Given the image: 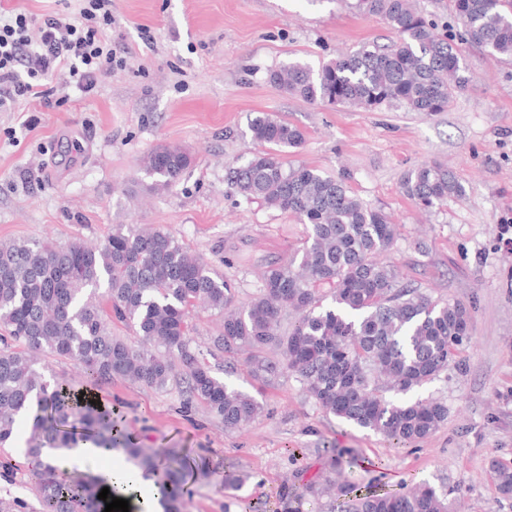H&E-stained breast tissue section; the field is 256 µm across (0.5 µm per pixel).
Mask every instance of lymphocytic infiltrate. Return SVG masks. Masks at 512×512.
Instances as JSON below:
<instances>
[{
  "label": "lymphocytic infiltrate",
  "instance_id": "lymphocytic-infiltrate-1",
  "mask_svg": "<svg viewBox=\"0 0 512 512\" xmlns=\"http://www.w3.org/2000/svg\"><path fill=\"white\" fill-rule=\"evenodd\" d=\"M59 2L40 17L17 7L0 14V109L29 101L59 107L55 81L87 94L123 65L107 36L112 0Z\"/></svg>",
  "mask_w": 512,
  "mask_h": 512
}]
</instances>
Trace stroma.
<instances>
[{"label":"stroma","instance_id":"35a3bbf8","mask_svg":"<svg viewBox=\"0 0 512 512\" xmlns=\"http://www.w3.org/2000/svg\"><path fill=\"white\" fill-rule=\"evenodd\" d=\"M356 0H112L109 31L125 67L89 94L59 87L65 103L40 112L0 111V240L80 237L103 241L117 227L171 233L234 280L238 299L258 296L260 277L301 249L295 217L239 195L229 170L257 152L250 116L269 112L297 126L303 144L284 162L342 179L398 227L385 261L402 281L470 311L459 366L421 389L448 406V419L411 444L326 414L292 375L264 387V411L241 430L188 401L180 381L162 390L115 379L105 402L120 409L142 446L187 455L184 512H288L284 480L321 479L328 449L350 451L345 477L364 490H398L424 479L446 493L448 512H512L491 460L512 466V252L498 227L512 224V58L467 44L468 87L447 111L328 108L288 94L271 70L336 59L395 33ZM161 144L187 148L191 166L168 190L141 185L140 161ZM447 163L466 188L421 212L403 174ZM19 426L0 457V498L36 512L31 463ZM245 474L222 490L224 472Z\"/></svg>","mask_w":512,"mask_h":512}]
</instances>
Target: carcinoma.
Here are the masks:
<instances>
[{
  "label": "carcinoma",
  "instance_id": "1",
  "mask_svg": "<svg viewBox=\"0 0 512 512\" xmlns=\"http://www.w3.org/2000/svg\"><path fill=\"white\" fill-rule=\"evenodd\" d=\"M451 2L462 24L455 34L438 32L413 0H356L358 10L384 19L397 35L393 45L365 44L316 69L282 65L270 81L328 106L444 112L468 84L462 43L512 57L509 0ZM248 131L265 150L232 170L238 193L309 225L301 254L270 267L262 294L248 303L237 302L232 279L160 229L119 227L102 243L0 241V447L17 424L28 426L39 512H101L95 479L39 461L82 441L125 450L146 476L162 469L159 504L164 512H180L187 464L174 454H143L121 411L97 400L103 381L131 379L163 389L178 378L189 399L203 403L227 431L262 412L255 395L214 376L192 350L198 307L220 320L214 347L245 352L250 375L264 386L286 371L324 412L402 443L424 439L447 421L444 402L413 393L459 362L470 335L466 305L400 285L394 266L381 260L396 236L391 218L342 181L280 160L302 145L299 128L256 112ZM191 163L187 149L164 144L142 158L141 171L148 189L161 192ZM401 188L424 210L465 195L457 176L436 161L405 172ZM290 309L295 321L281 333L282 314ZM115 322L130 328L137 342L112 335ZM37 353L77 364L84 381L75 386L46 375L36 367ZM490 467L499 494L512 498V467L496 460ZM293 503V512H321L316 484H307ZM333 512H448V503L425 480L401 492L354 497L340 483Z\"/></svg>",
  "mask_w": 512,
  "mask_h": 512
}]
</instances>
